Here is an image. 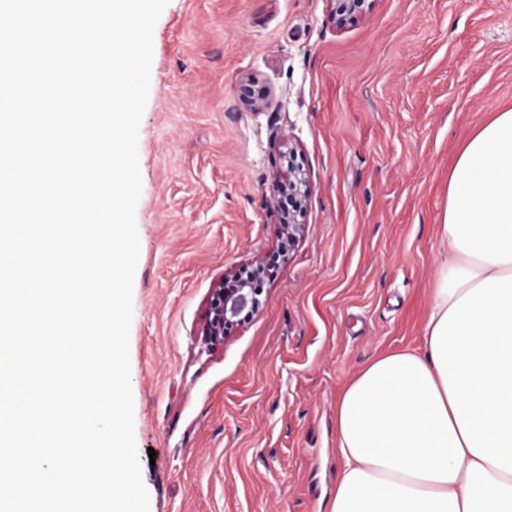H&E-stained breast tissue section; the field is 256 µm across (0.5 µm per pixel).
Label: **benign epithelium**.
<instances>
[{
    "label": "benign epithelium",
    "instance_id": "7a95c632",
    "mask_svg": "<svg viewBox=\"0 0 512 512\" xmlns=\"http://www.w3.org/2000/svg\"><path fill=\"white\" fill-rule=\"evenodd\" d=\"M367 0H336V13L340 17L364 9ZM267 97V90L246 82L241 88V98L250 105H259ZM294 153L288 152V167L277 182L273 209L279 216L281 244L269 251L258 263L240 269L230 278H223L215 288L205 315L203 335L211 348L224 344L226 330L239 321L244 312H253L259 305V285L270 275L277 264L288 259L293 243L304 232V210L301 198L306 194V182L293 162Z\"/></svg>",
    "mask_w": 512,
    "mask_h": 512
}]
</instances>
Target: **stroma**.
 <instances>
[{
	"label": "stroma",
	"mask_w": 512,
	"mask_h": 512,
	"mask_svg": "<svg viewBox=\"0 0 512 512\" xmlns=\"http://www.w3.org/2000/svg\"><path fill=\"white\" fill-rule=\"evenodd\" d=\"M267 87L265 104L240 84ZM512 109V0H169L139 126L129 333L150 512H328L336 400L423 344L448 175ZM305 231L223 346L211 288L280 242L284 154Z\"/></svg>",
	"instance_id": "stroma-1"
}]
</instances>
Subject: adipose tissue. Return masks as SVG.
Returning <instances> with one entry per match:
<instances>
[{"instance_id": "adipose-tissue-1", "label": "adipose tissue", "mask_w": 512, "mask_h": 512, "mask_svg": "<svg viewBox=\"0 0 512 512\" xmlns=\"http://www.w3.org/2000/svg\"><path fill=\"white\" fill-rule=\"evenodd\" d=\"M440 237L422 349L336 401L329 512H512V110L460 151Z\"/></svg>"}]
</instances>
